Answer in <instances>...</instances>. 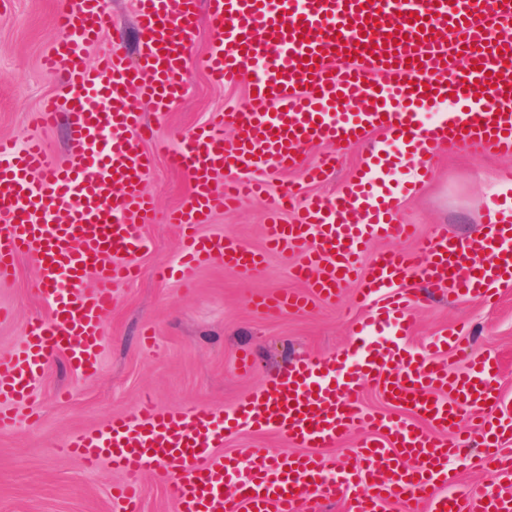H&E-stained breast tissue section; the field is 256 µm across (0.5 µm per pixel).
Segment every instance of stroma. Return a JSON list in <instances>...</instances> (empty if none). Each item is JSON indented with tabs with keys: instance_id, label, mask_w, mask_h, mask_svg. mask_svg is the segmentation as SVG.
Masks as SVG:
<instances>
[{
	"instance_id": "35a3bbf8",
	"label": "stroma",
	"mask_w": 512,
	"mask_h": 512,
	"mask_svg": "<svg viewBox=\"0 0 512 512\" xmlns=\"http://www.w3.org/2000/svg\"><path fill=\"white\" fill-rule=\"evenodd\" d=\"M64 2L5 0L0 5V137L24 142L30 134L28 112L60 82L42 71L41 59L60 36L53 18ZM108 8L111 26L89 49L88 60L111 48L117 37L127 55L135 53V0H108ZM198 12L185 96L162 114L143 99L134 101L155 134L173 140L225 107L249 102L246 85L210 82L202 65L213 37L207 4H200ZM433 166V180L415 196L401 197L397 205V221L415 225L417 237L393 241V248L410 249L417 239L442 232L475 234L488 207L512 206V185L502 184L497 176L499 161L444 148ZM147 188L156 200V218L143 227L151 248L138 259L141 275L118 287L116 305L102 319L98 374L87 379L64 356L50 359L32 399L16 407L13 424L0 429V512H118L111 490L120 474L106 465L87 471L77 458L62 453L72 433L103 427L112 416L131 412L146 393L162 411L201 404L223 413L290 361L337 357L355 341L342 305L356 288L352 282L335 304L314 300L306 309L280 317L255 310L257 296L302 288L291 273L296 257L265 252L264 213L256 200L241 201L234 211L214 216L202 231L225 234L265 252L257 269L240 274L215 262L188 281L157 279L156 266L179 260V230L165 216L187 200L192 181L159 158ZM37 288L36 263L27 257L19 261L11 280L0 282V307L11 312L0 321V353L21 342L31 319L48 315ZM457 324L464 326L477 355L497 361L500 408L512 412V286L501 289L493 306L433 292L413 313L412 342L428 345ZM245 354L255 363L248 374L238 368Z\"/></svg>"
}]
</instances>
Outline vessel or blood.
<instances>
[{
    "label": "vessel or blood",
    "mask_w": 512,
    "mask_h": 512,
    "mask_svg": "<svg viewBox=\"0 0 512 512\" xmlns=\"http://www.w3.org/2000/svg\"><path fill=\"white\" fill-rule=\"evenodd\" d=\"M135 10L136 61L116 46L91 67L87 49L108 26L105 2L69 0L55 17L61 36L42 61L61 81L30 115L35 135L21 144L0 138V281L22 256L33 257L51 308L28 323L19 347L0 354V428L12 422L11 406L30 400L50 357L65 354L84 377L97 373L102 317L149 248L146 186L154 156L163 155L192 179L189 198L168 217L182 231L181 278L214 261L239 273L261 265L263 253L199 227L241 197L263 198L268 250L297 256L293 275L317 299L333 301L358 280L354 303L368 311L362 341L341 360L292 361L225 415L203 405L160 412L143 398L133 413L72 434L64 453L123 474L112 488L122 512H140L146 472L179 512H297L298 503L322 499L347 512L395 504L401 512H512V418L500 410L494 361L452 332L426 351L407 339L422 301L411 279L486 302L512 284V214L489 212L470 238L437 234L410 251H368L373 241L414 234L397 223L381 178L404 156L416 160L408 193L432 180L431 162L445 147L512 156V0H209L214 37L203 65L214 84L247 81L250 105L217 114L174 149L147 137L130 97L140 93L164 113L183 96L198 0H180L176 10L170 0H136ZM60 125L61 161L41 137ZM364 141L368 156L331 199L299 206L300 184L269 187L270 173L298 166L305 181H322L334 160L302 166L308 145ZM292 206L293 223H283ZM304 304L291 292L254 302L272 316ZM379 323L390 334L371 339ZM446 349L461 371L435 360ZM368 385L393 412L364 407L359 392ZM466 411L485 448L477 461L496 478L490 494L450 487L462 446L453 431ZM244 427L279 433L295 451L223 453L225 438ZM348 435L360 459L340 469L327 450ZM231 479L237 493L229 497Z\"/></svg>",
    "instance_id": "1"
}]
</instances>
